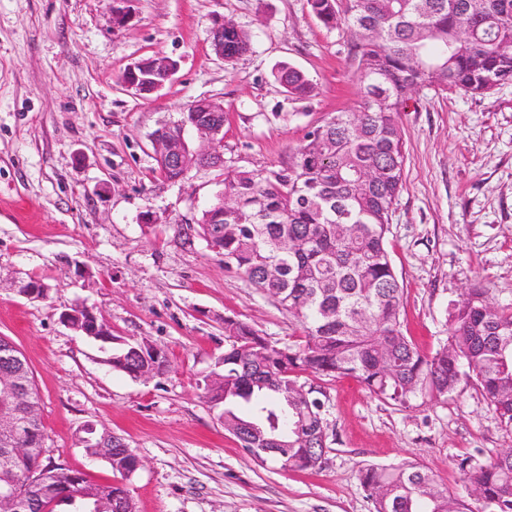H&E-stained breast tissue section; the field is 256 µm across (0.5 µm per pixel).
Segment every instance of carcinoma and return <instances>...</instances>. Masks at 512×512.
I'll return each instance as SVG.
<instances>
[{"label":"carcinoma","instance_id":"1","mask_svg":"<svg viewBox=\"0 0 512 512\" xmlns=\"http://www.w3.org/2000/svg\"><path fill=\"white\" fill-rule=\"evenodd\" d=\"M327 27L356 37L357 108L310 130L288 161L265 171L224 164V193L197 220L224 265L293 313L303 339L279 345L247 322L224 318V354L203 377L209 402L224 405V430L255 459L284 469L315 470L328 452L324 402L297 381L301 372L353 376L376 397L408 407L418 398L442 402L462 377L470 379L505 431L512 434V302L499 304L487 288H471L448 314L446 342L421 354L401 327L404 289L387 248L393 205L403 186L404 145L397 114L408 92L461 89L491 94L512 82V0H308ZM224 63L251 49L231 19L214 33ZM157 58L128 69L123 80L149 93L163 81ZM276 77L305 96L304 74L283 64ZM208 103L186 105L180 121L207 115ZM137 377L163 361L144 357V344L123 342L107 359ZM121 480L90 484L82 473L47 462L45 480L19 484L30 456L0 466V491L92 512L106 501L126 509L124 481L139 457L120 436L107 459ZM464 495H450L416 463L369 465L361 482L373 512H512V451L483 462L459 461ZM480 508L475 510L471 503Z\"/></svg>","mask_w":512,"mask_h":512}]
</instances>
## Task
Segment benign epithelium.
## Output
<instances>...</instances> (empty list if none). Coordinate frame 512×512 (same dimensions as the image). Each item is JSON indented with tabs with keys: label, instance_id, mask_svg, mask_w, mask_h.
Wrapping results in <instances>:
<instances>
[{
	"label": "benign epithelium",
	"instance_id": "obj_1",
	"mask_svg": "<svg viewBox=\"0 0 512 512\" xmlns=\"http://www.w3.org/2000/svg\"><path fill=\"white\" fill-rule=\"evenodd\" d=\"M210 112V116L193 126L201 141V146L197 149L189 147L184 125L172 139L158 135L153 138V145L159 154L186 174L194 167L206 165L208 160L217 155L224 156L218 147V142L224 140V105L214 102ZM62 320L85 336H96L102 331L97 317L93 314L84 318L79 312L70 311L62 315ZM0 363L12 367L10 371H0V391L11 398L12 406L15 407L10 414L0 415V461L10 463L31 453V449L22 447V444L28 439L30 420L35 418L36 405L31 389L21 382L14 370V367L22 363V359L12 342L7 341L0 345Z\"/></svg>",
	"mask_w": 512,
	"mask_h": 512
}]
</instances>
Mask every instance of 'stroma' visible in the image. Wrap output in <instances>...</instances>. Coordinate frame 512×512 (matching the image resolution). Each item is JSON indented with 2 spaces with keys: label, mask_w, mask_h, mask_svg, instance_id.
<instances>
[{
  "label": "stroma",
  "mask_w": 512,
  "mask_h": 512,
  "mask_svg": "<svg viewBox=\"0 0 512 512\" xmlns=\"http://www.w3.org/2000/svg\"><path fill=\"white\" fill-rule=\"evenodd\" d=\"M112 24L107 0H0V336L27 359L42 398L46 455L93 483L115 481L79 438L94 425L141 460L126 482L135 512H373L369 464L410 461L456 495L458 462L512 449L466 379L446 401L401 407L355 378L301 375L324 393L329 451L322 468L259 462L225 432L222 407L200 390L224 353V319L275 343L297 320L224 266L194 224L223 187L212 168L178 182L158 171L150 136L192 101L224 105L225 161L278 165L307 132L358 100V56L345 30L307 0H128ZM245 29L250 53L227 65L211 48L214 18ZM177 61L161 90L139 95L121 77L155 54ZM287 63L312 91L290 96ZM403 187L388 237L404 288L401 324L419 350L448 336V309L483 284L512 301V83L479 97L415 90L397 116ZM35 279L45 299L17 294ZM87 307L113 335L164 349L169 368L144 380L112 369V347L61 322Z\"/></svg>",
  "instance_id": "obj_1"
}]
</instances>
